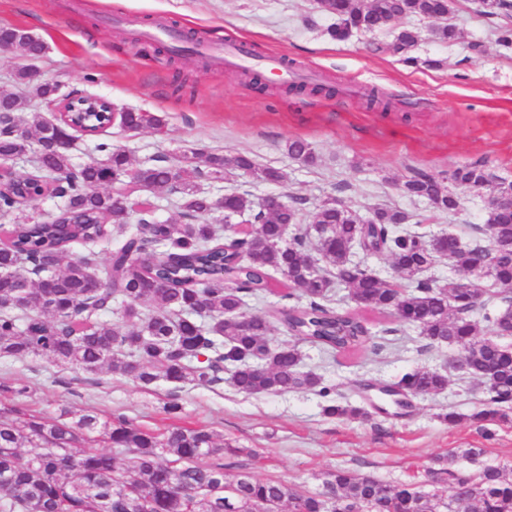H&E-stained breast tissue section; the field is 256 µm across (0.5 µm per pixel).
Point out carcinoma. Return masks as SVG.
I'll return each mask as SVG.
<instances>
[{
	"mask_svg": "<svg viewBox=\"0 0 512 512\" xmlns=\"http://www.w3.org/2000/svg\"><path fill=\"white\" fill-rule=\"evenodd\" d=\"M453 8L454 0H327L321 11L336 17L328 35L340 41L354 30L376 32L413 16L445 20ZM417 39V31L403 29L379 50L415 67L418 60L408 51ZM43 48L18 28L0 27L1 50L28 59ZM16 78L27 85L28 95L0 96V121L14 125L31 100L53 99L57 91L25 68ZM30 116L33 131L0 138V158H19L35 142L37 173L22 176L12 192L0 195V212L19 209L21 198L55 191L62 206L48 220L23 217L8 240L0 241V358L40 356L84 374L105 368L145 388L159 380L176 388L211 386L224 380L227 370L233 385L248 395L308 389L327 399L324 413L330 417L364 415L363 408L331 397L322 376L305 369L297 346H271L269 317L247 311V299L273 292L279 275L290 288L284 297L300 302L274 314L297 341L333 357L367 347L365 319L330 306L331 289L344 286L358 307L390 313L433 343L460 346L466 372L484 380L488 395L487 408L473 418L506 416L512 404V348L480 338L479 322L448 305V297L461 293L457 278L437 286L419 275L443 258L463 269L480 252L491 287L512 291V213L486 212L488 243L466 249L452 233L428 238L399 229L415 216L397 207H377L365 220L329 197L312 223L287 239L288 226L300 221V199L268 212L245 192L221 201L196 182L200 176L219 181L237 172L280 183L284 173L277 168L260 167L247 155L203 152L184 157L189 170L164 158L133 168L127 152L107 141L96 149L110 155L109 165L77 168L69 148L58 144L57 126L40 112ZM117 122L130 131L163 125L150 112H122ZM287 151L305 163L316 160L303 139L288 141ZM486 174L480 162L451 171L417 170L402 190L450 212L460 200L447 184L489 194L494 186ZM106 181L170 189L180 197L181 221H161L152 207L134 209L123 191H98ZM220 211L248 217L258 235L248 231L225 245L205 220ZM112 233L123 237V244L104 271L91 252L57 269L72 244L91 245ZM148 247L157 261L138 259ZM359 253L385 255L395 280L381 279L356 260ZM23 292L32 303L22 302ZM114 311L119 322L104 320ZM483 320L496 332L512 327V301L484 313ZM395 387L411 395L436 394L448 387V374L414 369ZM99 438L116 451L94 448ZM28 447L38 452H25ZM242 452L216 445L203 428L155 434L124 417L102 421L92 410L64 407L55 416L18 410L15 418L0 420V512H279L284 502L292 512H512V480L496 467L471 476L448 460L439 470L451 483L448 503L411 485L391 487L343 469L329 473L327 492L304 495L248 473L226 482L224 455ZM205 457L211 462H201Z\"/></svg>",
	"mask_w": 512,
	"mask_h": 512,
	"instance_id": "1",
	"label": "carcinoma"
}]
</instances>
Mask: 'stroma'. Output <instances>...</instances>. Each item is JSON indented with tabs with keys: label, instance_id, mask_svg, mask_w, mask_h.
<instances>
[{
	"label": "stroma",
	"instance_id": "obj_1",
	"mask_svg": "<svg viewBox=\"0 0 512 512\" xmlns=\"http://www.w3.org/2000/svg\"><path fill=\"white\" fill-rule=\"evenodd\" d=\"M449 21L463 40H436L435 20H403L419 32L409 54L420 64L408 67L382 50L395 28L334 41L326 32L332 19L316 0H0V26L27 30L43 42V55L29 66L41 81L57 85L59 95L85 91L116 110L163 118L159 131L108 129L106 140L128 151L133 165L157 156L176 162L196 150L244 154L283 171L284 182L233 173L218 183L199 179L201 191L217 197L246 189L257 202L301 197L305 225L331 196L365 218L375 206H396L419 215L418 231L450 232L472 246L485 240L480 196L458 188L461 206L448 213L399 189L414 170L476 161L495 178L512 181V51L495 41L498 18L479 14L474 0H457ZM160 22L180 30L188 52L174 56L166 44L142 41V30ZM224 40L247 42L257 57H283L289 68L309 73L308 90L205 62L201 45ZM471 41L480 42V52L468 49ZM373 88L390 111L367 106ZM295 138L311 144L316 163L289 156L286 144ZM367 321L371 340L364 354L331 360L314 345L301 346L305 367L334 387L338 401L365 409L356 420L327 416L325 398L310 390L245 395L226 381L180 388L160 381L144 389L117 374L89 376L41 357L0 358V418L19 408L54 415L66 406L123 416L154 433L174 424L202 426L217 443L240 448V455L224 459L227 476L244 470L309 494L322 491L328 472L345 468L445 498L448 484L435 481L433 472L437 458L451 453L460 471L492 466L512 476V418L479 431L471 416L483 409L486 394L478 379L451 369L460 348L429 344L388 314L371 313ZM416 368L447 372V388L414 397L404 408L380 393V386ZM18 385L27 386L26 396L12 394ZM171 401L177 412L165 411ZM451 412L459 416L452 424ZM468 448L479 449V456L465 457Z\"/></svg>",
	"mask_w": 512,
	"mask_h": 512
}]
</instances>
